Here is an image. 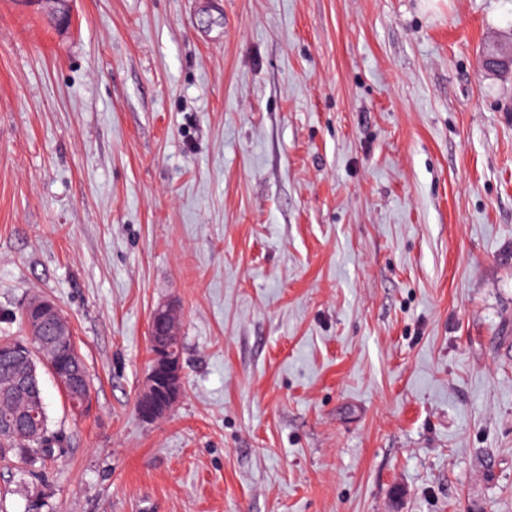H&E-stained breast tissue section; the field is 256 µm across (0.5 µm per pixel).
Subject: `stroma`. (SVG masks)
<instances>
[{"label":"stroma","mask_w":512,"mask_h":512,"mask_svg":"<svg viewBox=\"0 0 512 512\" xmlns=\"http://www.w3.org/2000/svg\"><path fill=\"white\" fill-rule=\"evenodd\" d=\"M70 9L0 0V336L55 301L90 404L0 512H512V0ZM484 66L491 74L512 72V41L494 46L486 54ZM174 310L170 305H162L155 308L150 316L152 365L138 398V413L145 419L167 414L184 389L181 357H177L172 348L181 341L179 324L171 318ZM157 396L161 397V402Z\"/></svg>","instance_id":"obj_1"}]
</instances>
